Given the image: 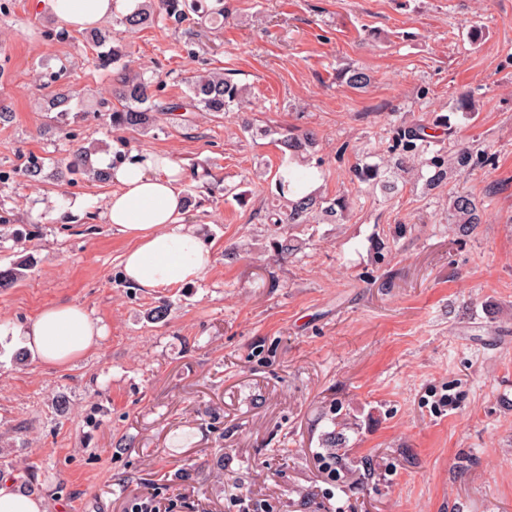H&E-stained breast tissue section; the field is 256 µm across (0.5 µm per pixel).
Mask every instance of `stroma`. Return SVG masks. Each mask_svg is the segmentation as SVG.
<instances>
[{
	"label": "stroma",
	"mask_w": 512,
	"mask_h": 512,
	"mask_svg": "<svg viewBox=\"0 0 512 512\" xmlns=\"http://www.w3.org/2000/svg\"><path fill=\"white\" fill-rule=\"evenodd\" d=\"M225 17L102 29L129 53L132 77L180 97L221 72L246 89L242 108L184 122L160 116L131 151L168 155L185 174L206 165L187 222L213 255L190 284L147 292L120 276L125 237L100 214L115 183L78 176L0 188V323L24 325L71 303L98 318V347L62 366L17 360L0 340V472L46 492L51 512H132L177 494L172 512H512V0H224ZM39 0H0V168L28 152L62 157L116 146L93 114L124 72L99 69L81 32L58 39ZM364 69L355 89L340 73ZM62 78L45 85L49 69ZM75 90L71 136L42 135L45 105ZM468 95L475 106L456 112ZM448 116L449 141L494 154L431 193L423 177L393 197L352 180L386 157L397 124ZM264 128L316 135L317 193L350 202L341 224L295 232L267 223L273 175L288 158L251 138ZM465 191L484 222L463 237L448 197ZM294 234L298 249L275 256ZM392 241L378 253L377 241ZM166 306L158 320L151 312ZM343 424L347 448L325 470L322 439Z\"/></svg>",
	"instance_id": "stroma-1"
}]
</instances>
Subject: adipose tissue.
I'll return each mask as SVG.
<instances>
[{"label": "adipose tissue", "mask_w": 512, "mask_h": 512, "mask_svg": "<svg viewBox=\"0 0 512 512\" xmlns=\"http://www.w3.org/2000/svg\"><path fill=\"white\" fill-rule=\"evenodd\" d=\"M54 19L74 30L101 26L116 14L131 13L139 0H42ZM179 167L168 157L148 154L113 169L118 187L108 198L104 218L129 245L121 262L127 281L148 292L189 283L211 265L193 226L185 222L178 186ZM104 334L83 307L56 304L41 310L28 326L0 324V337L19 339L42 363L66 365L95 349ZM0 512H48L44 495L0 476Z\"/></svg>", "instance_id": "1"}]
</instances>
